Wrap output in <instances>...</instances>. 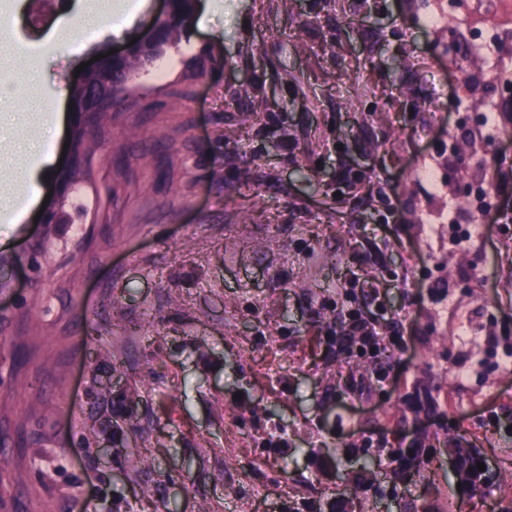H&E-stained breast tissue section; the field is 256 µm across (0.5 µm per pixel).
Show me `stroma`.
I'll list each match as a JSON object with an SVG mask.
<instances>
[{"label":"stroma","instance_id":"35a3bbf8","mask_svg":"<svg viewBox=\"0 0 512 512\" xmlns=\"http://www.w3.org/2000/svg\"><path fill=\"white\" fill-rule=\"evenodd\" d=\"M0 29V196L12 168L46 162L53 193L73 122L58 88L102 48L58 47L14 14ZM113 11L121 46L162 0ZM205 27L132 81L91 152V185L44 229L0 218V411L11 459L0 512H512V374L486 336L512 337V223L458 243L446 213L469 215L480 166L512 204V141H484L461 112L512 128V28L499 0H212ZM209 51L218 66L197 72ZM263 101V112L244 113ZM55 114L59 132L39 118ZM360 278L389 314V383L333 352V303ZM111 363L90 370L98 357ZM137 386L125 454L111 442L112 396ZM269 409L288 433L265 452L261 418L227 443L229 417ZM320 449L324 469L303 451ZM391 448L425 467L398 474ZM485 458L490 486L459 491L455 449ZM392 487H363L361 465Z\"/></svg>","mask_w":512,"mask_h":512}]
</instances>
